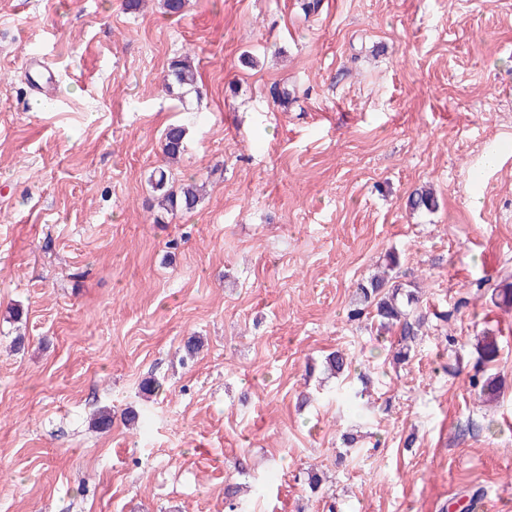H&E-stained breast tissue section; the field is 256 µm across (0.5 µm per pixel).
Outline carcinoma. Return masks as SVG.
Listing matches in <instances>:
<instances>
[{
    "label": "carcinoma",
    "instance_id": "1",
    "mask_svg": "<svg viewBox=\"0 0 512 512\" xmlns=\"http://www.w3.org/2000/svg\"><path fill=\"white\" fill-rule=\"evenodd\" d=\"M168 72L181 87L192 88L196 84V69L188 56L172 60ZM186 136L187 128L183 124H171L165 129L161 144L164 160L174 162L183 155ZM151 181L156 193V206L168 214L191 212L201 201L200 185L190 180L175 189L169 186L167 170L162 166L152 172ZM408 207L414 212L431 213L439 207V202L432 192L418 188L409 195ZM398 268L399 258L390 253L380 274L365 283L357 284L349 319L358 320L369 311L373 313L379 329L387 332L398 331L400 347L396 349L395 357L405 360L410 355V343L422 334L427 317L421 312L415 314L410 311V307L419 304L420 298L417 291L413 290L412 283H404L394 274ZM477 350L481 361L486 364L494 362L499 352L497 337L489 334L482 337ZM348 366V358L340 351L332 352L326 357L327 370L336 375L347 371Z\"/></svg>",
    "mask_w": 512,
    "mask_h": 512
}]
</instances>
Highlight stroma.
Returning a JSON list of instances; mask_svg holds the SVG:
<instances>
[{
  "mask_svg": "<svg viewBox=\"0 0 512 512\" xmlns=\"http://www.w3.org/2000/svg\"><path fill=\"white\" fill-rule=\"evenodd\" d=\"M302 3L0 0V512H227L229 483L252 512H512V0ZM173 122L169 182L206 193L159 223ZM391 251L429 315L403 363L348 318ZM168 76L181 87H194L197 81L196 69L189 56L173 59L169 64ZM187 128L183 124H170L164 131L161 153L166 162L177 161L185 151ZM407 205L413 212L431 213L439 207V202L432 192L418 188L409 195Z\"/></svg>",
  "mask_w": 512,
  "mask_h": 512,
  "instance_id": "obj_1",
  "label": "stroma"
}]
</instances>
